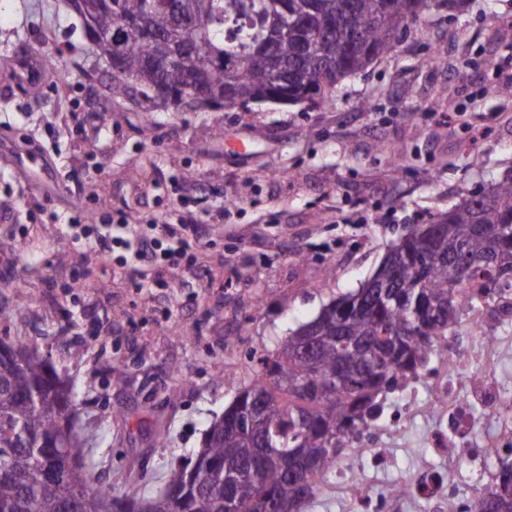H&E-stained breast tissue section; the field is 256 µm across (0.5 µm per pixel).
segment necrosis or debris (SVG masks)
Here are the masks:
<instances>
[{
  "mask_svg": "<svg viewBox=\"0 0 512 512\" xmlns=\"http://www.w3.org/2000/svg\"><path fill=\"white\" fill-rule=\"evenodd\" d=\"M474 336L464 346L440 336L441 358L400 379L381 413L354 436L372 467L386 465L411 421L428 420L421 441L428 450L402 479L400 499L373 490L344 454L334 476L317 483V493L343 494L348 512H398L425 500L433 512H469L476 488L493 480L499 458H512V290L495 298L465 303Z\"/></svg>",
  "mask_w": 512,
  "mask_h": 512,
  "instance_id": "1",
  "label": "necrosis or debris"
}]
</instances>
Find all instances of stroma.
<instances>
[{
    "label": "stroma",
    "instance_id": "stroma-1",
    "mask_svg": "<svg viewBox=\"0 0 512 512\" xmlns=\"http://www.w3.org/2000/svg\"><path fill=\"white\" fill-rule=\"evenodd\" d=\"M46 54L57 74L31 84ZM507 85L512 0H466L431 6L331 105L149 111L137 90L111 93L65 0H0V339L51 347L97 437V479L159 491L262 349L358 289L411 227L512 174ZM77 180L104 220L185 203L228 216L191 264L134 277L63 225ZM425 428L370 472L375 490L417 464Z\"/></svg>",
    "mask_w": 512,
    "mask_h": 512
}]
</instances>
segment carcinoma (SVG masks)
<instances>
[{"mask_svg": "<svg viewBox=\"0 0 512 512\" xmlns=\"http://www.w3.org/2000/svg\"><path fill=\"white\" fill-rule=\"evenodd\" d=\"M88 48L112 68V93L136 78L145 99L178 112L198 96L216 109L281 92L329 102L344 80L396 51L430 0H82ZM144 21L152 36L129 29ZM288 23V36L281 25ZM512 289V178L474 193L391 247L356 292L324 305L206 430L155 495L92 485L93 432L74 426L71 382L49 350L0 340V512H302L376 400L467 322L458 288ZM472 512H512V463L474 497Z\"/></svg>", "mask_w": 512, "mask_h": 512, "instance_id": "1", "label": "carcinoma"}]
</instances>
